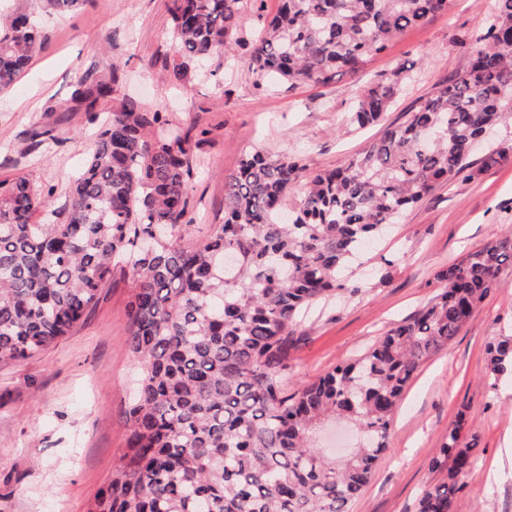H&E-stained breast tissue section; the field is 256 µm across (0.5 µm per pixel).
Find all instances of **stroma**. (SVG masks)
<instances>
[{"mask_svg": "<svg viewBox=\"0 0 512 512\" xmlns=\"http://www.w3.org/2000/svg\"><path fill=\"white\" fill-rule=\"evenodd\" d=\"M279 0H252L233 59L215 54L192 82L172 76L171 0H82L61 16L45 0H0L37 23L27 70L0 92V175L53 187L62 209L101 128L102 115L133 98L168 115L193 137L189 218L195 239L224 221V178L245 153L264 148L299 156L308 172L344 164L400 122L417 99L462 73L487 22L488 0H455L445 13L404 30L353 76L326 85H256L249 46ZM408 68L414 80L384 124L347 133L345 117L379 75ZM116 78L99 116L70 111L82 75ZM53 127L50 147L32 130ZM512 226V157L469 179L441 185L407 210L368 250L349 281L357 293L318 305L296 329L294 378L311 382L362 353L381 332L417 313L438 291V273ZM130 275L115 272L97 304L69 335L44 351L0 362V512H88L125 449L126 408L140 372L124 343ZM512 327V270L447 351L423 361L393 416L388 448L350 512H417L424 487L439 480L435 451L458 418L476 436L479 466L463 480L460 512H512V374L492 375L486 348Z\"/></svg>", "mask_w": 512, "mask_h": 512, "instance_id": "35a3bbf8", "label": "stroma"}]
</instances>
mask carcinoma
<instances>
[{
    "label": "carcinoma",
    "instance_id": "cac0c4a2",
    "mask_svg": "<svg viewBox=\"0 0 512 512\" xmlns=\"http://www.w3.org/2000/svg\"><path fill=\"white\" fill-rule=\"evenodd\" d=\"M451 0H280L251 52L257 80L326 85L355 74ZM244 0H171L182 81L229 52ZM39 39L30 14L0 23V89L28 68ZM410 80L401 67L361 90L352 130L378 122ZM116 79L80 77L70 112L97 111ZM512 119V0H494L467 70L420 99L400 124L341 167L307 172L297 156L254 150L224 180V223L192 243L185 222L189 133L125 99L103 120L72 180L62 221L34 224L51 193L0 179V361L31 357L84 319L115 271L132 279L128 349L142 361L126 410L125 451L88 512H349L387 450L392 416L421 362L448 348L512 269V230L438 274L416 315L357 358L288 386L298 319L336 296L365 247L436 185L479 166L472 146ZM490 371L512 368V336L487 347ZM368 438L329 460L310 446L324 419ZM462 425L430 461L445 472L418 512H458L462 477L479 461Z\"/></svg>",
    "mask_w": 512,
    "mask_h": 512
}]
</instances>
